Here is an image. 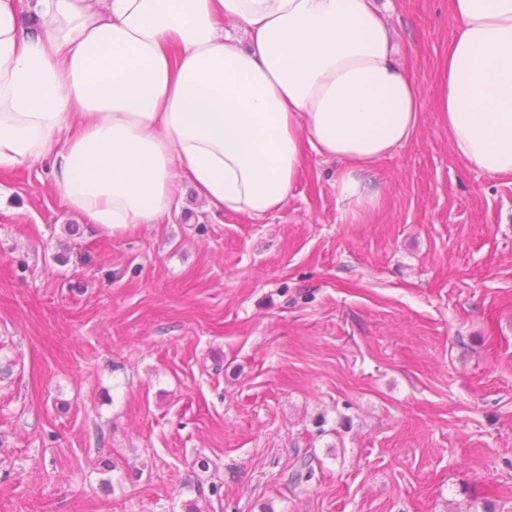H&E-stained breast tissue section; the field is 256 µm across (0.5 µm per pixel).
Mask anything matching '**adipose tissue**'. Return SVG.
<instances>
[{
	"label": "adipose tissue",
	"instance_id": "obj_1",
	"mask_svg": "<svg viewBox=\"0 0 512 512\" xmlns=\"http://www.w3.org/2000/svg\"><path fill=\"white\" fill-rule=\"evenodd\" d=\"M38 18L24 26L22 11ZM388 0H0V169L51 162L67 208L117 236L180 185L208 209L283 207L308 154L362 175L415 133ZM435 109L468 168L512 175V0H451Z\"/></svg>",
	"mask_w": 512,
	"mask_h": 512
}]
</instances>
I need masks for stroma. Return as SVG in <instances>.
<instances>
[{
	"label": "stroma",
	"mask_w": 512,
	"mask_h": 512,
	"mask_svg": "<svg viewBox=\"0 0 512 512\" xmlns=\"http://www.w3.org/2000/svg\"><path fill=\"white\" fill-rule=\"evenodd\" d=\"M388 21L422 121L363 217L313 153L263 218L186 186L118 237L0 170V512H512V176L435 110L450 0Z\"/></svg>",
	"instance_id": "35a3bbf8"
}]
</instances>
